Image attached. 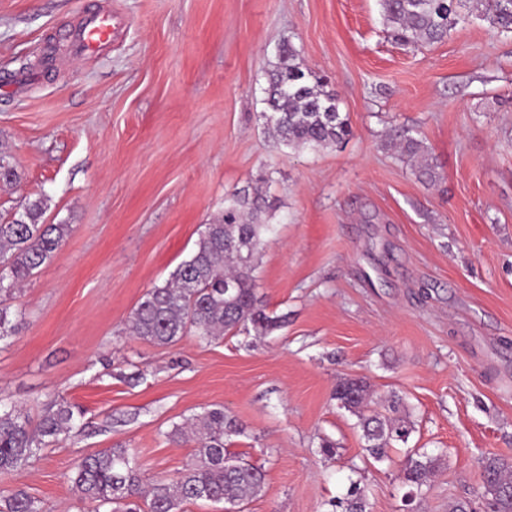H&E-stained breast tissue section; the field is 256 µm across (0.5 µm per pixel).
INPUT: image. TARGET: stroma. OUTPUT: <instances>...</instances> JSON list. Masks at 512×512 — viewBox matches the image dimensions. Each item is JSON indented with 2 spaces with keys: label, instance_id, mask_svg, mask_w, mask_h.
Masks as SVG:
<instances>
[{
  "label": "stroma",
  "instance_id": "1",
  "mask_svg": "<svg viewBox=\"0 0 512 512\" xmlns=\"http://www.w3.org/2000/svg\"><path fill=\"white\" fill-rule=\"evenodd\" d=\"M88 9L123 25L76 58L62 35ZM286 41L337 94L342 143L291 151L265 136ZM403 127L436 184L390 147ZM0 155L17 174L0 182V223L27 198L41 223L71 227L9 301L0 401L34 421L59 399L84 411L28 467L0 472V494L91 512L71 482L81 458L122 445L146 476L176 475L195 445L166 434L206 406L243 424L231 450L265 473L245 512H332L354 482L370 512H448L482 455L512 458V33L473 19L417 48L390 36L378 0H0ZM262 175L277 208L258 294L282 327L165 347L130 336L143 294ZM347 375L411 414L386 461L332 398ZM411 447L446 468L407 509Z\"/></svg>",
  "mask_w": 512,
  "mask_h": 512
}]
</instances>
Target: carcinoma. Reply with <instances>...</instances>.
<instances>
[{
  "label": "carcinoma",
  "mask_w": 512,
  "mask_h": 512,
  "mask_svg": "<svg viewBox=\"0 0 512 512\" xmlns=\"http://www.w3.org/2000/svg\"><path fill=\"white\" fill-rule=\"evenodd\" d=\"M386 25L396 39L413 45L444 40L460 20V10L476 13L503 32H512V0H379ZM264 99V132L278 147L319 150L337 145L352 134L349 118L339 111L335 93L308 70L290 43L282 44L268 70ZM401 154L418 163V177L428 183L437 173L424 142L404 130L393 138ZM20 218L0 224V340L12 327L1 298L13 293L34 271L48 263L70 232L67 224H41L42 203L22 204ZM276 209L275 200L256 187L234 192L224 200V213L204 225L191 257L161 285L149 289L130 315L134 336L155 345H172L188 334L210 342L226 334L254 330L265 335L283 322L266 314L258 296L257 269L272 232L263 216ZM336 406L356 416L366 445L364 451L380 462L396 443L406 444L415 424L395 393L382 402L362 377L336 382ZM75 407L64 400L52 403L37 423L16 407L0 408V471L27 466L31 460L72 431ZM244 432L224 408H203L191 418L190 431L179 426L167 433L172 442L186 439L197 445L192 462L178 476L147 480L127 448L117 446L81 461L72 482L82 500L105 505L112 512H181L186 502L209 500L236 508L258 495L265 484L261 468L246 463L226 448V439ZM443 456L414 448L401 463L402 482L411 503L430 487ZM485 512H512V460L486 454L478 460ZM0 512H43L38 500L23 489L0 498ZM340 512H367L364 490L353 487L336 502Z\"/></svg>",
  "instance_id": "obj_1"
}]
</instances>
